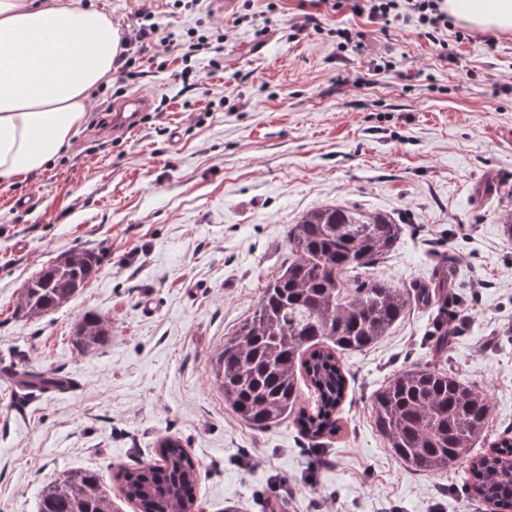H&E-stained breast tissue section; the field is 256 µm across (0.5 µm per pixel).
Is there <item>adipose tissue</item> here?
<instances>
[{
	"label": "adipose tissue",
	"instance_id": "ef3b65f1",
	"mask_svg": "<svg viewBox=\"0 0 512 512\" xmlns=\"http://www.w3.org/2000/svg\"><path fill=\"white\" fill-rule=\"evenodd\" d=\"M457 24L512 33V0H444ZM0 184L29 177L85 127L94 89L112 80L121 30L72 0H0Z\"/></svg>",
	"mask_w": 512,
	"mask_h": 512
}]
</instances>
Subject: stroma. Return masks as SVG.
<instances>
[{
	"mask_svg": "<svg viewBox=\"0 0 512 512\" xmlns=\"http://www.w3.org/2000/svg\"><path fill=\"white\" fill-rule=\"evenodd\" d=\"M268 1L221 14L212 0H93L124 35L148 10L221 50L198 55L186 78L156 43L136 78L115 65L71 148L0 184V512H38L42 489L71 470L99 475L112 512H135L116 474L155 459L168 436L199 465L196 512H491L458 492L465 464L430 475L401 463L370 398L401 368L430 365L490 395L475 453L512 432V238L500 222L512 209V35L451 25L456 59L443 61L415 28L383 33L342 8L297 34L299 0H273L272 12ZM340 26L363 33L362 50L337 51ZM134 92L148 110L112 133L113 105ZM336 201L404 225L367 277L450 280L468 324L441 360L435 312L415 307L346 354L339 435L313 440L287 419L254 429L226 408L212 358L287 265L288 226ZM75 249L102 254L80 294L40 319L17 313L23 285ZM91 310L112 337L83 352L75 328ZM25 372L74 388L27 389Z\"/></svg>",
	"mask_w": 512,
	"mask_h": 512,
	"instance_id": "obj_1",
	"label": "stroma"
}]
</instances>
